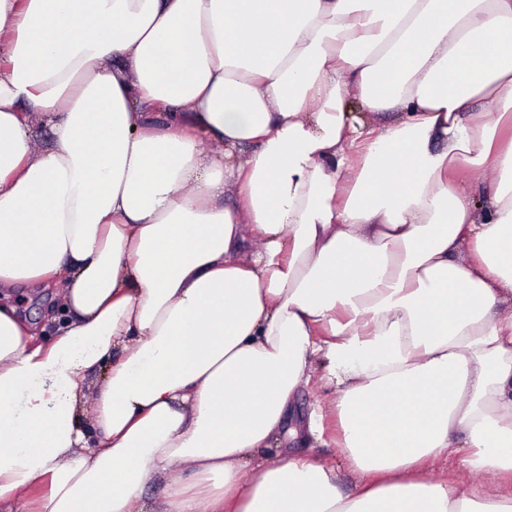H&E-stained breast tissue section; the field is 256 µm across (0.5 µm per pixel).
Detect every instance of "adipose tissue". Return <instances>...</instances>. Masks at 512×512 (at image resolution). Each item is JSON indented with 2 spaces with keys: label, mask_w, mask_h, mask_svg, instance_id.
<instances>
[{
  "label": "adipose tissue",
  "mask_w": 512,
  "mask_h": 512,
  "mask_svg": "<svg viewBox=\"0 0 512 512\" xmlns=\"http://www.w3.org/2000/svg\"><path fill=\"white\" fill-rule=\"evenodd\" d=\"M27 287L56 335L0 303V512H512L422 476L512 481V0H0ZM317 355L353 495L258 458ZM424 477L431 481H444L459 485H476L494 492L499 489L497 478L490 473H474L470 472L458 465L454 460L439 461L429 464L424 471Z\"/></svg>",
  "instance_id": "obj_1"
}]
</instances>
